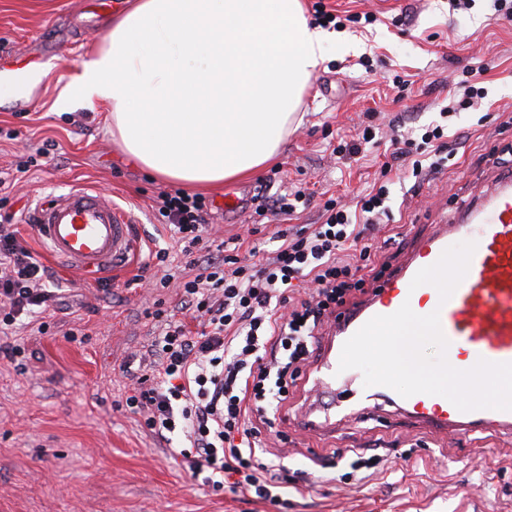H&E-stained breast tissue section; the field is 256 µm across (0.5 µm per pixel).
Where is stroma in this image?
<instances>
[{
    "label": "stroma",
    "mask_w": 512,
    "mask_h": 512,
    "mask_svg": "<svg viewBox=\"0 0 512 512\" xmlns=\"http://www.w3.org/2000/svg\"><path fill=\"white\" fill-rule=\"evenodd\" d=\"M339 15L328 24L340 42L307 86L303 121L280 155L257 176L209 193L208 221L233 234L253 224L254 196L297 188L309 204L280 218L282 227L315 224L328 198L350 202L380 178L393 126L418 130L440 122L449 77L481 69L487 95L448 122L455 156L423 185L391 171V215L376 236L394 261L433 225L472 205L481 190L512 175V20L495 17L490 0L450 10L448 0H304ZM129 0H0V49L41 73L42 92L25 110L0 99V169L47 148L40 166L14 186L0 210L15 215L36 257L50 270L58 301L45 333L0 335V512H280L242 495L215 491L192 477L125 412L122 357L150 344L153 313L181 311L174 291L134 278L152 247L170 245L151 203L170 182L131 165L112 141L109 109L68 102V85L125 12ZM410 85H402L401 76ZM373 125L379 139L363 159H336L329 145ZM104 193L135 220L139 244L120 271L79 276L49 257L28 219L52 194L73 186ZM238 210L222 207L226 193ZM23 350L9 357L8 348ZM276 462L304 472L287 512H512V434L446 435L416 426L393 404L373 399L359 425L300 430L276 423ZM384 458L372 476L336 470L321 478L314 461L338 450Z\"/></svg>",
    "instance_id": "obj_1"
}]
</instances>
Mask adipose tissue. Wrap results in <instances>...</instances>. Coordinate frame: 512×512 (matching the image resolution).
Wrapping results in <instances>:
<instances>
[{
  "label": "adipose tissue",
  "instance_id": "obj_1",
  "mask_svg": "<svg viewBox=\"0 0 512 512\" xmlns=\"http://www.w3.org/2000/svg\"><path fill=\"white\" fill-rule=\"evenodd\" d=\"M331 45L301 0H134L68 96L109 106L133 165L209 189L279 154Z\"/></svg>",
  "mask_w": 512,
  "mask_h": 512
}]
</instances>
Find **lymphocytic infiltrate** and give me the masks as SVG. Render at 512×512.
Returning <instances> with one entry per match:
<instances>
[{
    "label": "lymphocytic infiltrate",
    "mask_w": 512,
    "mask_h": 512,
    "mask_svg": "<svg viewBox=\"0 0 512 512\" xmlns=\"http://www.w3.org/2000/svg\"><path fill=\"white\" fill-rule=\"evenodd\" d=\"M421 140L417 149L393 136L391 155L423 182L440 170L436 154L453 143L440 124L428 126ZM389 194L377 182L355 204L328 201L320 223L278 230V249L258 261L236 251L239 237L212 235L205 198L180 190L154 197L186 270L172 273L169 250L152 251L148 284L175 287L186 317L165 319L161 336L121 360L120 371L140 367L125 405L160 443L180 442L183 466L206 475L214 489L287 505L297 482L266 462L264 432L271 414L287 407L325 321L388 268L372 233L388 212ZM49 278L20 231L0 224V333L55 303Z\"/></svg>",
    "instance_id": "obj_1"
}]
</instances>
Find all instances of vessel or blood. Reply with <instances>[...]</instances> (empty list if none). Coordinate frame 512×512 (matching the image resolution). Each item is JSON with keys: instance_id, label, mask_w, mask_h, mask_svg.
I'll return each instance as SVG.
<instances>
[{"instance_id": "b4317fda", "label": "vessel or blood", "mask_w": 512, "mask_h": 512, "mask_svg": "<svg viewBox=\"0 0 512 512\" xmlns=\"http://www.w3.org/2000/svg\"><path fill=\"white\" fill-rule=\"evenodd\" d=\"M49 254L70 270L96 273L119 267L134 252V220L125 210L91 188H73L53 196L35 215ZM475 242L468 272L448 301L429 284L412 287L416 273L433 265L455 241ZM421 315L439 312L449 342L447 360L467 370L479 359L512 362V178L482 192L475 206L449 224L435 225L410 256L382 284L341 318L338 328L352 336L369 319L389 315L403 304ZM335 339L323 340V355L310 372L315 386L349 382L339 371ZM401 409L415 423L436 431L512 432V411H459L448 399L418 393Z\"/></svg>"}]
</instances>
